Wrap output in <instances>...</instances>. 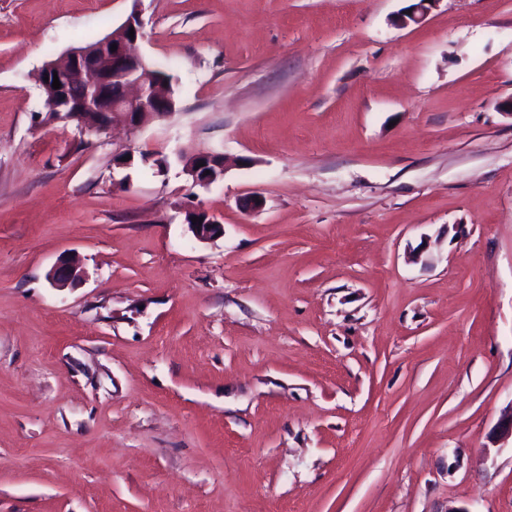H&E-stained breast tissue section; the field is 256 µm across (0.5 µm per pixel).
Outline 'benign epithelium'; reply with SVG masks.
Returning a JSON list of instances; mask_svg holds the SVG:
<instances>
[{
	"mask_svg": "<svg viewBox=\"0 0 512 512\" xmlns=\"http://www.w3.org/2000/svg\"><path fill=\"white\" fill-rule=\"evenodd\" d=\"M438 0H418L411 12L396 17L395 23L405 27L421 22ZM143 20L135 11L120 25L117 32L100 43L80 49H71L63 59L47 69L40 70L39 85H45L44 77L56 76L61 83L57 92L69 100L71 89L80 88L77 104L57 108L51 100L48 106L58 109L57 116L62 122H71L78 129L85 126V116L92 113L104 121L103 128L109 129L122 124L137 130L145 124L163 120L172 114L170 87L166 80L153 72V68L142 57L132 51L137 39L142 37ZM134 36H129V31ZM116 50H111L112 45ZM183 172L193 184L208 186L218 179L216 174H206L192 164H186ZM189 228L199 241H208L224 235V226L212 215H206L202 223H191ZM52 284L63 288L78 275L66 260L60 261L48 274Z\"/></svg>",
	"mask_w": 512,
	"mask_h": 512,
	"instance_id": "1",
	"label": "benign epithelium"
}]
</instances>
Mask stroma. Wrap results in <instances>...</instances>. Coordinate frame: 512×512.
<instances>
[{
  "label": "stroma",
  "instance_id": "stroma-1",
  "mask_svg": "<svg viewBox=\"0 0 512 512\" xmlns=\"http://www.w3.org/2000/svg\"><path fill=\"white\" fill-rule=\"evenodd\" d=\"M412 4L0 0V512H512V0ZM135 9L175 114L40 121ZM202 213H206V220H203L202 224H199L198 221L196 223L187 222L194 237L199 241H208L223 236L224 226L214 216L198 208L186 211V214H194L196 216H200Z\"/></svg>",
  "mask_w": 512,
  "mask_h": 512
}]
</instances>
